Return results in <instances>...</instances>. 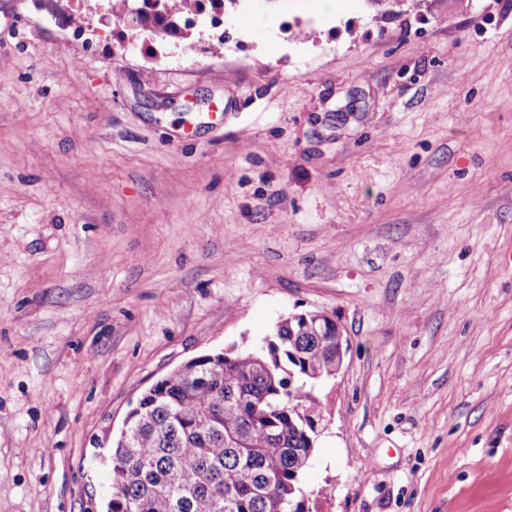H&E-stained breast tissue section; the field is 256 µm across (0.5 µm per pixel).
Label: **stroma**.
<instances>
[{"mask_svg":"<svg viewBox=\"0 0 512 512\" xmlns=\"http://www.w3.org/2000/svg\"><path fill=\"white\" fill-rule=\"evenodd\" d=\"M56 1L0 0V512H109L142 393L308 311L312 512H512V0H236L218 55Z\"/></svg>","mask_w":512,"mask_h":512,"instance_id":"35a3bbf8","label":"stroma"}]
</instances>
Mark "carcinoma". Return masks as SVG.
I'll use <instances>...</instances> for the list:
<instances>
[{
	"instance_id": "carcinoma-1",
	"label": "carcinoma",
	"mask_w": 512,
	"mask_h": 512,
	"mask_svg": "<svg viewBox=\"0 0 512 512\" xmlns=\"http://www.w3.org/2000/svg\"><path fill=\"white\" fill-rule=\"evenodd\" d=\"M145 8L140 30L178 34L177 15L203 0ZM331 328L316 312L274 329L279 355L241 351L192 359L157 380L112 446L110 512H305L313 453L302 419L309 372L335 359Z\"/></svg>"
}]
</instances>
